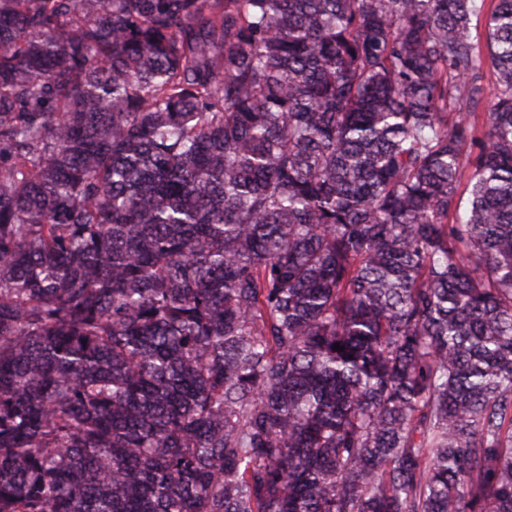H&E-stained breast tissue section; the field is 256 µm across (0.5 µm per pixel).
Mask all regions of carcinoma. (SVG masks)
Here are the masks:
<instances>
[{
    "label": "carcinoma",
    "instance_id": "carcinoma-1",
    "mask_svg": "<svg viewBox=\"0 0 512 512\" xmlns=\"http://www.w3.org/2000/svg\"><path fill=\"white\" fill-rule=\"evenodd\" d=\"M485 4L0 0V512H512Z\"/></svg>",
    "mask_w": 512,
    "mask_h": 512
}]
</instances>
